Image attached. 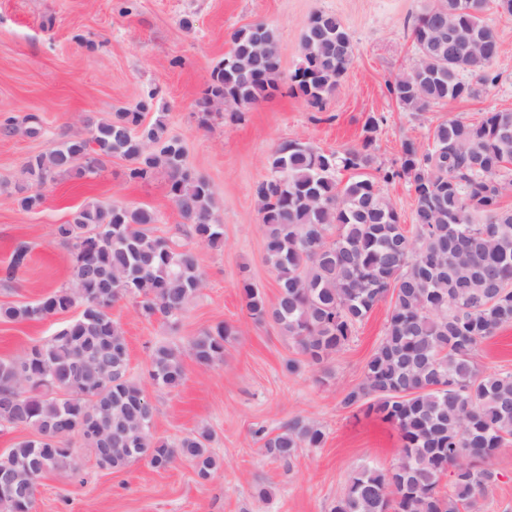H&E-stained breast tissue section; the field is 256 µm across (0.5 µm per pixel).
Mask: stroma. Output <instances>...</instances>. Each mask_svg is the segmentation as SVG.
<instances>
[{"label":"stroma","mask_w":512,"mask_h":512,"mask_svg":"<svg viewBox=\"0 0 512 512\" xmlns=\"http://www.w3.org/2000/svg\"><path fill=\"white\" fill-rule=\"evenodd\" d=\"M430 0H0V305L38 300L68 284L72 254L54 233L86 205L127 204L155 210L157 235L184 236L186 226L167 196V179L127 177L129 164L107 159L92 177L47 183L43 205L22 211L16 201L28 159L49 150L64 133H85L86 117L105 119L153 97V122L163 115L181 137L187 161L215 192V220L224 243L194 244L207 281L177 327L140 317L132 301L113 305L112 318L129 347V370L156 409L155 437L174 440L206 427L218 460L211 477L176 462L165 470L146 461L121 470L100 467L94 449L73 445L74 469L53 471L38 484L36 512H331L360 466L390 467L401 446L397 430L376 416L354 415L342 406L344 391L363 380V368L385 332L389 301L380 302L349 346L325 368L301 362L296 344L271 323L246 314L241 282L250 278L267 299L275 276L265 262L264 230L254 196L268 173V158L282 142L298 139L323 151L357 145L368 117L378 121L376 164L395 166L404 142L423 146L437 122L461 117L480 122L494 110L512 109V17L487 12L502 51L491 66L499 79L469 100H451L430 111L401 109L386 84L416 61L413 19ZM336 14L349 32L354 59L322 107L289 92L288 79L301 63V41L317 13ZM256 22L278 36L282 80L269 98L223 111L201 125L197 102L209 75L229 52L231 34ZM38 115L44 133L25 135L27 115ZM26 242L30 254L9 277L11 253ZM74 312L38 322L0 321V359L49 339ZM235 327L224 360L210 369L186 361L185 379L169 390L152 385L149 359L160 344L186 346L218 323ZM485 371L512 370V326L484 341L475 357ZM319 425L325 442L306 448L292 469L264 458L258 429L278 431L293 418ZM499 477L485 512L512 507V447L493 461ZM266 497H259L258 488Z\"/></svg>","instance_id":"obj_1"}]
</instances>
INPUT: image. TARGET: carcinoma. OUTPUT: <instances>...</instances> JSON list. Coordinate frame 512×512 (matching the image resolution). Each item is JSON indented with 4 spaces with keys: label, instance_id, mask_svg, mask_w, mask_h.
I'll use <instances>...</instances> for the list:
<instances>
[{
    "label": "carcinoma",
    "instance_id": "carcinoma-1",
    "mask_svg": "<svg viewBox=\"0 0 512 512\" xmlns=\"http://www.w3.org/2000/svg\"><path fill=\"white\" fill-rule=\"evenodd\" d=\"M487 0H434L412 23L416 67L387 83L397 105L427 112L448 100L475 98L496 81L490 67L500 43L483 16ZM266 50L255 49L257 41ZM291 90L310 106L332 93L351 65L354 46L333 13L315 14L301 44ZM277 36L265 23L235 30L231 49L212 70L197 102L205 124L215 102L254 104L278 90ZM154 95L134 110L90 124L89 136L64 135L24 169L18 206L31 212L40 188L63 175L98 173L108 158L129 163L128 178L167 176L168 197L197 242L223 243L213 220L210 181L186 163L183 141L162 117L143 124ZM378 122L370 117L361 143L325 152L300 140L281 143L268 174L254 188L265 230V257L276 301L249 279L243 308L271 322L321 366L346 349L382 301L390 300L386 330L364 365L362 383L343 393L346 408L364 409L399 432L402 446L388 469L364 465L331 512H483L498 479L492 462L512 446V371L487 373L474 361L484 341L512 325V111L473 124L456 117L428 132V147L402 146L399 168L366 174L375 160ZM356 176L342 181L339 174ZM403 178L414 196L415 233L407 235L379 182ZM157 213L126 204H91L59 224L70 249L69 285L33 304L0 306V321H38L73 308L79 316L21 355L0 359V431L26 426L32 436L0 456V512H32L38 480L66 468L78 438L96 449L100 466L120 470L145 460L157 470L190 463L205 480L217 467L211 434L201 428L169 445L155 439V409L130 377L128 347L112 305L135 301L137 312L177 323L206 280L192 248L155 233ZM236 330L219 323L187 348L162 344L150 355V378L175 389L184 357L203 368L224 359ZM262 455L292 469L303 448H320L323 430L295 418L276 434L256 431ZM452 474L450 483L442 478Z\"/></svg>",
    "mask_w": 512,
    "mask_h": 512
}]
</instances>
